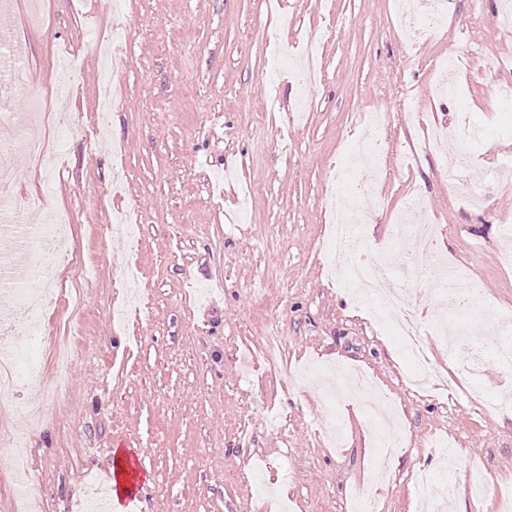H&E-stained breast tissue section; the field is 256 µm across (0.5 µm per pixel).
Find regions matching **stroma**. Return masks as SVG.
Segmentation results:
<instances>
[{"instance_id": "35a3bbf8", "label": "stroma", "mask_w": 512, "mask_h": 512, "mask_svg": "<svg viewBox=\"0 0 512 512\" xmlns=\"http://www.w3.org/2000/svg\"><path fill=\"white\" fill-rule=\"evenodd\" d=\"M502 0H453L439 29L409 40L393 20L396 0H281L292 19L268 20L265 0H11L0 30L16 35L26 83L0 89V113L23 115L33 98L58 97L62 50L80 58L72 111L92 125L100 52L119 44L108 146L74 134L59 143L57 189L30 212L66 210L74 259L92 268L85 296L87 341L55 385L50 351L70 311H46L38 380L0 401V425L20 432L17 452L31 483L19 489L0 466V512H20L21 494L40 512H68L94 483H110L112 451L130 449L138 472L136 512H350L355 489L376 512H420L418 471L442 478L437 442L455 448L457 491L445 512H499L512 485V412L488 403L504 373L470 367L431 343L434 362L459 390L413 392L410 363L330 267L325 233L336 167L360 143L359 113L390 122L379 164L354 173L369 251L411 248L391 240L413 194L425 202L437 253L466 269L483 292L449 321L487 349L498 317L512 314V269L498 218L512 214V108L492 90L512 81V34L493 24ZM42 26H29L33 5ZM317 43L320 80L301 83L280 59ZM466 59L462 98L427 89L436 63ZM411 103L418 123L398 112ZM468 111L481 140L463 143L466 177L484 195L472 208L448 187L453 150L408 154L430 126ZM127 178L113 189L112 175ZM43 178L26 154L0 158V183L33 199ZM138 211L133 234L110 232L119 211ZM386 292L406 291L423 329L436 303L426 279L392 274ZM366 374L403 425L386 485L373 479L376 447L364 411L333 369Z\"/></svg>"}]
</instances>
